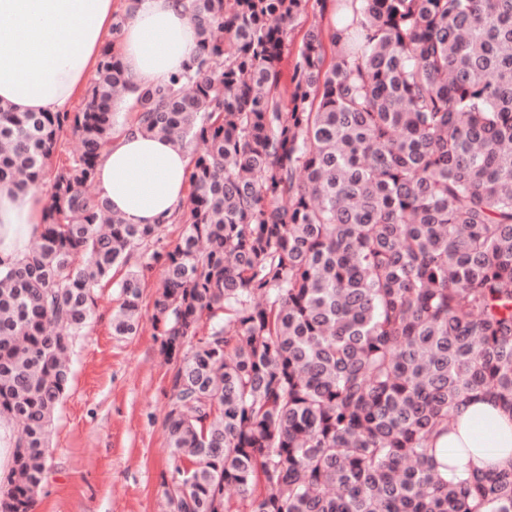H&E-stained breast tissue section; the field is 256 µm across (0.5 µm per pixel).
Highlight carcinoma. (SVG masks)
<instances>
[{"label": "carcinoma", "instance_id": "carcinoma-1", "mask_svg": "<svg viewBox=\"0 0 512 512\" xmlns=\"http://www.w3.org/2000/svg\"><path fill=\"white\" fill-rule=\"evenodd\" d=\"M335 2L350 22L308 30L285 105L309 0H189L193 63L130 107L203 145L172 248L86 193L116 55L80 112L0 104V184L53 169L29 255L0 259V417L21 428L0 512H32L92 289L150 248L166 512H512L511 468L450 482L435 448L473 391L512 411V0ZM142 282L117 283L113 335L140 329ZM313 1L314 0H310L308 10L295 19L288 37V53H285L280 64L282 79L279 91L285 105L288 104L291 91L290 76L297 57L298 49L306 31L312 24H314V22H319L324 34L326 35L329 29L334 28L340 23L339 14H337L336 11H331L330 9L325 13L323 18H320L317 10H313Z\"/></svg>", "mask_w": 512, "mask_h": 512}]
</instances>
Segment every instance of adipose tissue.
<instances>
[{
  "label": "adipose tissue",
  "mask_w": 512,
  "mask_h": 512,
  "mask_svg": "<svg viewBox=\"0 0 512 512\" xmlns=\"http://www.w3.org/2000/svg\"><path fill=\"white\" fill-rule=\"evenodd\" d=\"M114 15V0H0V101L17 112L69 111L97 71ZM115 50L129 89L168 82L197 54L184 0H137ZM190 171L184 144L125 126L101 151L95 183L126 223L159 224L181 212ZM45 202L43 187L0 186V258H26ZM435 448L452 481L512 468V413L475 392Z\"/></svg>",
  "instance_id": "ef3b65f1"
}]
</instances>
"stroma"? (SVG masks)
I'll return each mask as SVG.
<instances>
[{"mask_svg":"<svg viewBox=\"0 0 512 512\" xmlns=\"http://www.w3.org/2000/svg\"><path fill=\"white\" fill-rule=\"evenodd\" d=\"M336 12L299 15L289 33L279 91L290 96L298 49L312 24L337 26ZM87 328L73 337L71 379L51 428L50 469L33 512H161L163 480L172 463L163 428L170 367L151 327L112 333L121 301L115 282L94 293Z\"/></svg>","mask_w":512,"mask_h":512,"instance_id":"1","label":"stroma"}]
</instances>
